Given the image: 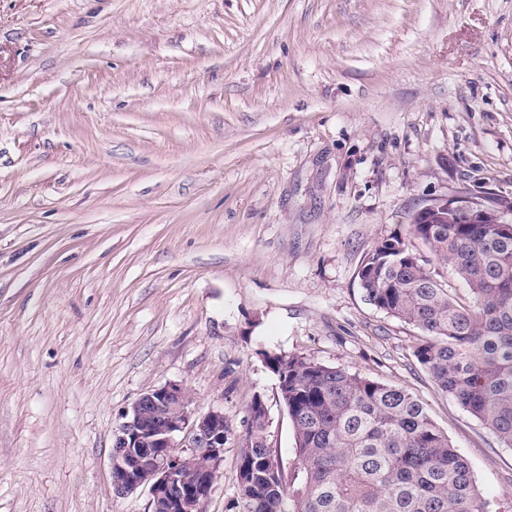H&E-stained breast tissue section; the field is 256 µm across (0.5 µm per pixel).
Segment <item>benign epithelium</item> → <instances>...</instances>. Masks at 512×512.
<instances>
[{"instance_id": "1", "label": "benign epithelium", "mask_w": 512, "mask_h": 512, "mask_svg": "<svg viewBox=\"0 0 512 512\" xmlns=\"http://www.w3.org/2000/svg\"><path fill=\"white\" fill-rule=\"evenodd\" d=\"M472 224H510L502 209L467 197L435 198L420 209L424 224H447L459 212ZM186 389L166 383L140 395L113 432V493L150 487L149 512H202L224 463V411L196 413Z\"/></svg>"}]
</instances>
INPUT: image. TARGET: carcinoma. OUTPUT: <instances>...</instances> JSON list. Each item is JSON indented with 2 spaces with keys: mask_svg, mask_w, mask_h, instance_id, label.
I'll return each mask as SVG.
<instances>
[{
  "mask_svg": "<svg viewBox=\"0 0 512 512\" xmlns=\"http://www.w3.org/2000/svg\"><path fill=\"white\" fill-rule=\"evenodd\" d=\"M411 233L468 286L459 302L399 235L358 272L366 300L420 330L413 355L437 387L512 447V229L419 224ZM292 422L296 466L267 443L249 405L238 450L240 512H490L468 460L408 390L301 355L267 354Z\"/></svg>",
  "mask_w": 512,
  "mask_h": 512,
  "instance_id": "carcinoma-1",
  "label": "carcinoma"
}]
</instances>
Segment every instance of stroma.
Instances as JSON below:
<instances>
[{
    "mask_svg": "<svg viewBox=\"0 0 512 512\" xmlns=\"http://www.w3.org/2000/svg\"><path fill=\"white\" fill-rule=\"evenodd\" d=\"M512 204V0H0V512L112 494L121 413L181 384L230 431L253 397L293 468L268 354L402 387L512 512V448L442 393L361 262L438 196Z\"/></svg>",
    "mask_w": 512,
    "mask_h": 512,
    "instance_id": "obj_1",
    "label": "stroma"
}]
</instances>
